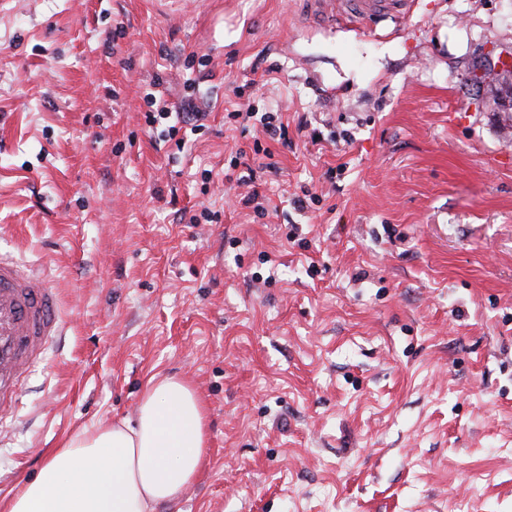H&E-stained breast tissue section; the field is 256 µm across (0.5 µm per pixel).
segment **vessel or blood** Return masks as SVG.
Returning a JSON list of instances; mask_svg holds the SVG:
<instances>
[{
	"instance_id": "b4317fda",
	"label": "vessel or blood",
	"mask_w": 512,
	"mask_h": 512,
	"mask_svg": "<svg viewBox=\"0 0 512 512\" xmlns=\"http://www.w3.org/2000/svg\"><path fill=\"white\" fill-rule=\"evenodd\" d=\"M306 18L332 25L348 17L371 26L403 15L409 0H299ZM61 332L58 298L41 274L0 257V422L15 409L21 381Z\"/></svg>"
}]
</instances>
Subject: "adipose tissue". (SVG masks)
Segmentation results:
<instances>
[{"mask_svg": "<svg viewBox=\"0 0 512 512\" xmlns=\"http://www.w3.org/2000/svg\"><path fill=\"white\" fill-rule=\"evenodd\" d=\"M206 448L197 390L153 376L134 418L64 440L0 512H157L195 482Z\"/></svg>", "mask_w": 512, "mask_h": 512, "instance_id": "obj_1", "label": "adipose tissue"}]
</instances>
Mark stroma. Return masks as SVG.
Wrapping results in <instances>:
<instances>
[{
  "label": "stroma",
  "mask_w": 512,
  "mask_h": 512,
  "mask_svg": "<svg viewBox=\"0 0 512 512\" xmlns=\"http://www.w3.org/2000/svg\"><path fill=\"white\" fill-rule=\"evenodd\" d=\"M511 51L512 0L372 30L297 0H9L0 254L65 328L0 424V502L156 375L209 435L159 512H512V131L471 84ZM149 92L204 112L184 147ZM240 104L287 122L274 167ZM237 157L255 180L225 182Z\"/></svg>",
  "instance_id": "35a3bbf8"
}]
</instances>
